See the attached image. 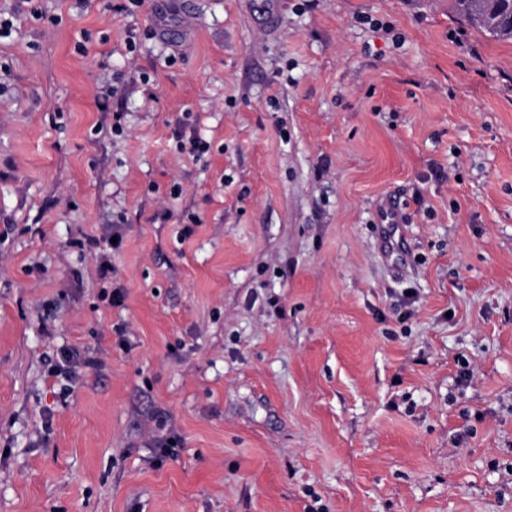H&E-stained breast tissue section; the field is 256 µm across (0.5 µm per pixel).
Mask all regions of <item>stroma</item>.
Instances as JSON below:
<instances>
[{
	"label": "stroma",
	"mask_w": 512,
	"mask_h": 512,
	"mask_svg": "<svg viewBox=\"0 0 512 512\" xmlns=\"http://www.w3.org/2000/svg\"><path fill=\"white\" fill-rule=\"evenodd\" d=\"M120 2L0 0V512H512V40ZM99 360L92 355L89 349L65 348L54 361L50 373L52 376L68 382L71 386L76 385L83 370L97 367Z\"/></svg>",
	"instance_id": "1"
}]
</instances>
